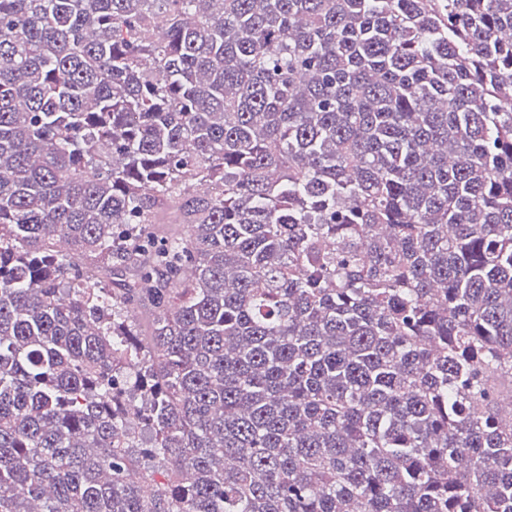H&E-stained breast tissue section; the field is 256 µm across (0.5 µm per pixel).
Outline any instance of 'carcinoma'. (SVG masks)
Wrapping results in <instances>:
<instances>
[{
    "label": "carcinoma",
    "mask_w": 512,
    "mask_h": 512,
    "mask_svg": "<svg viewBox=\"0 0 512 512\" xmlns=\"http://www.w3.org/2000/svg\"><path fill=\"white\" fill-rule=\"evenodd\" d=\"M506 398L512 0H0V512H512Z\"/></svg>",
    "instance_id": "cac0c4a2"
}]
</instances>
